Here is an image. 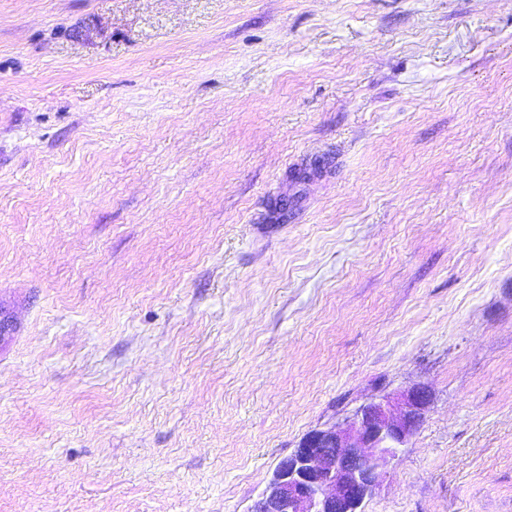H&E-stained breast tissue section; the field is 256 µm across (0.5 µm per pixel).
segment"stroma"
Instances as JSON below:
<instances>
[{
	"label": "stroma",
	"instance_id": "stroma-1",
	"mask_svg": "<svg viewBox=\"0 0 512 512\" xmlns=\"http://www.w3.org/2000/svg\"><path fill=\"white\" fill-rule=\"evenodd\" d=\"M0 314V512H512V0H0ZM431 394L414 386L360 406L343 427L306 433L250 512H361L381 460H395L420 428Z\"/></svg>",
	"mask_w": 512,
	"mask_h": 512
}]
</instances>
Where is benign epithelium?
Instances as JSON below:
<instances>
[{
  "instance_id": "7a95c632",
  "label": "benign epithelium",
  "mask_w": 512,
  "mask_h": 512,
  "mask_svg": "<svg viewBox=\"0 0 512 512\" xmlns=\"http://www.w3.org/2000/svg\"><path fill=\"white\" fill-rule=\"evenodd\" d=\"M431 394L414 386L360 406L344 426L306 433L282 459L250 512H361L380 479L420 428Z\"/></svg>"
}]
</instances>
